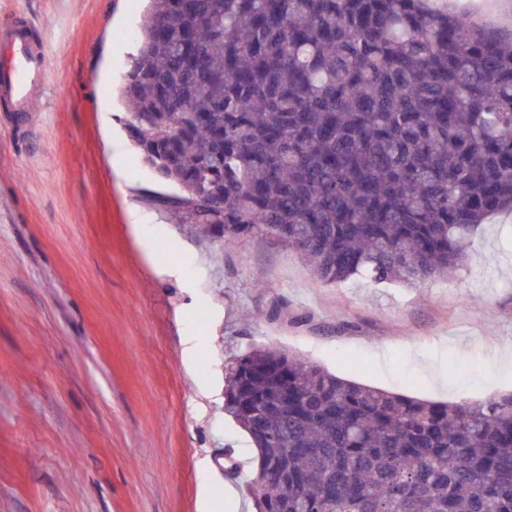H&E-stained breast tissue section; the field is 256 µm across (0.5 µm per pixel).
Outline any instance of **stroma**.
<instances>
[{
    "instance_id": "1",
    "label": "stroma",
    "mask_w": 512,
    "mask_h": 512,
    "mask_svg": "<svg viewBox=\"0 0 512 512\" xmlns=\"http://www.w3.org/2000/svg\"><path fill=\"white\" fill-rule=\"evenodd\" d=\"M145 8L0 0L54 61L29 111L0 112V512H253L224 367L256 346L424 400L512 392L487 376L512 350V215L450 279L326 285L274 235L198 240L150 203L174 189L117 98Z\"/></svg>"
}]
</instances>
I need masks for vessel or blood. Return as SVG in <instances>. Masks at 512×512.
<instances>
[{
	"label": "vessel or blood",
	"mask_w": 512,
	"mask_h": 512,
	"mask_svg": "<svg viewBox=\"0 0 512 512\" xmlns=\"http://www.w3.org/2000/svg\"><path fill=\"white\" fill-rule=\"evenodd\" d=\"M52 66L43 43L38 42L25 18L0 16V100L9 111L24 112Z\"/></svg>",
	"instance_id": "obj_1"
}]
</instances>
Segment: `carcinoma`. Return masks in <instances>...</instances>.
Instances as JSON below:
<instances>
[{
  "mask_svg": "<svg viewBox=\"0 0 512 512\" xmlns=\"http://www.w3.org/2000/svg\"><path fill=\"white\" fill-rule=\"evenodd\" d=\"M428 2L152 0L122 96L190 230L273 233L326 284L453 276L512 211V32ZM224 382L256 512H512V393L420 400L270 347Z\"/></svg>",
  "mask_w": 512,
  "mask_h": 512,
  "instance_id": "1",
  "label": "carcinoma"
}]
</instances>
